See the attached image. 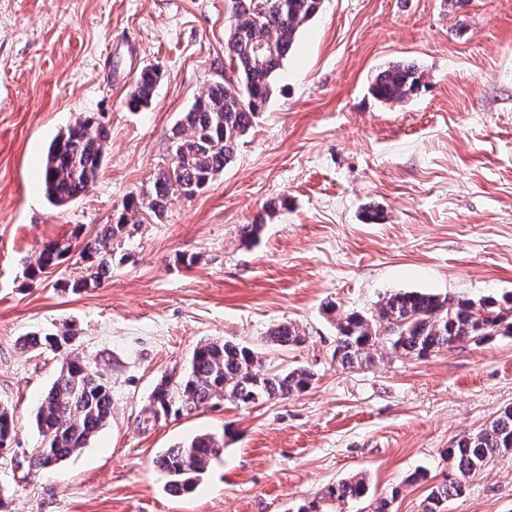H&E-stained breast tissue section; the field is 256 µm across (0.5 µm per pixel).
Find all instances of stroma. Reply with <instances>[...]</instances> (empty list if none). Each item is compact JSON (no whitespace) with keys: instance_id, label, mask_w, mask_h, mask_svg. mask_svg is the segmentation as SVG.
I'll return each instance as SVG.
<instances>
[{"instance_id":"1","label":"stroma","mask_w":512,"mask_h":512,"mask_svg":"<svg viewBox=\"0 0 512 512\" xmlns=\"http://www.w3.org/2000/svg\"><path fill=\"white\" fill-rule=\"evenodd\" d=\"M230 0H0V404L17 430L0 454V512H300L355 475L366 498L342 512H421L417 470L445 482L450 443L512 406V335L428 359L376 353L343 367L336 321L416 290L512 298V0H326L234 161L192 200L117 241L99 288L57 290L79 253L36 281L44 244L96 233L162 165L173 127L224 69ZM415 63L425 86L400 104L369 92ZM151 105L125 101L142 68ZM90 116L109 133L93 184L52 206L51 141ZM378 221H367L371 212ZM264 217L258 243L237 228ZM182 254L195 256L187 265ZM295 325L302 345L267 332ZM70 325L112 387V418L51 472L29 469L34 414L61 357L19 337ZM230 340L271 367L303 366L304 392L240 408L219 401L153 416L151 392L196 345ZM211 433L224 449L192 492L173 495L157 457ZM447 512H512V457L469 477Z\"/></svg>"}]
</instances>
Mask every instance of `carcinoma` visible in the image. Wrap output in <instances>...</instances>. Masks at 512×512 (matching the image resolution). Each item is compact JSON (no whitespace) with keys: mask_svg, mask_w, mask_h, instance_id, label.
<instances>
[{"mask_svg":"<svg viewBox=\"0 0 512 512\" xmlns=\"http://www.w3.org/2000/svg\"><path fill=\"white\" fill-rule=\"evenodd\" d=\"M324 0H232L225 53L234 75L213 80L172 130L169 153L139 193L129 196L115 221L105 224L82 243L84 265L58 283L74 294L102 285L112 275V241L129 224L130 214L145 211L160 217L173 200L191 199L231 164L241 140L253 128L259 112L281 77L283 63L302 26L316 16ZM160 73L143 68L128 95L127 107L140 111L151 104ZM422 72L414 63H399L380 71L371 94L385 103H403L421 87ZM108 133L90 117L77 119L51 143L42 169L49 202L63 207L77 199L99 174ZM73 251L71 243L45 245L26 278L37 280L63 264ZM336 358L345 367L374 361L383 347L398 358L425 359L463 342L480 344L494 336L512 335V321L487 299H456L419 291H399L384 297L371 313L354 311L337 324ZM278 347L304 342L292 325H279L269 333ZM74 335L21 336L26 350L49 349L65 353L61 369L43 396L36 424L43 446L28 460L41 471L49 463L61 464L86 447L112 417V391L102 374L72 348ZM313 373L304 367L274 369L261 353L238 343L206 342L197 346L190 369L177 379L163 376L151 394L154 415L182 414L224 400L236 406L287 399L306 390ZM15 423L12 411L0 406V451L12 448ZM224 448V440L210 433L168 448L157 459L171 477L168 490L188 493L211 460ZM453 474L448 482L433 485L422 501V512H445L448 500L465 492L467 478L491 461L512 455V406L486 427L454 441L447 450ZM365 478L354 477L327 488L322 499L346 502L365 496Z\"/></svg>","mask_w":512,"mask_h":512,"instance_id":"obj_1","label":"carcinoma"}]
</instances>
